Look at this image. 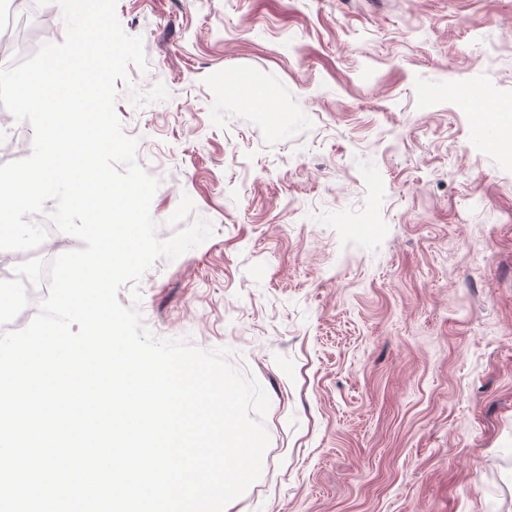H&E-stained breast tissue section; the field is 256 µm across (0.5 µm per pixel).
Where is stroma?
I'll return each mask as SVG.
<instances>
[{"mask_svg": "<svg viewBox=\"0 0 512 512\" xmlns=\"http://www.w3.org/2000/svg\"><path fill=\"white\" fill-rule=\"evenodd\" d=\"M146 69L115 112L170 238L160 339L266 390L261 476L225 512H512V0H117ZM245 76L272 100L225 94Z\"/></svg>", "mask_w": 512, "mask_h": 512, "instance_id": "obj_1", "label": "stroma"}]
</instances>
